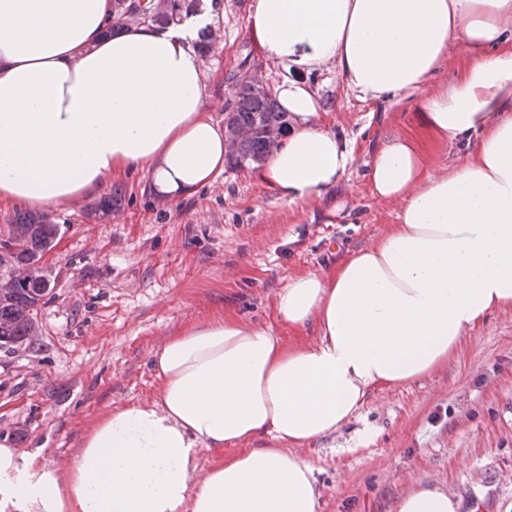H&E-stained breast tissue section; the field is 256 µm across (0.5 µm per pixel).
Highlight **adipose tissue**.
<instances>
[{
    "label": "adipose tissue",
    "instance_id": "ef3b65f1",
    "mask_svg": "<svg viewBox=\"0 0 512 512\" xmlns=\"http://www.w3.org/2000/svg\"><path fill=\"white\" fill-rule=\"evenodd\" d=\"M114 18L113 0H0V202L57 207L138 167L176 200L223 174L227 138L194 45L207 17ZM248 29L287 71L274 93L291 123L256 171L279 198L324 197L354 162L322 126L304 70L335 69L365 101H418L423 132L465 142L470 158L436 175L419 140L385 143L370 180L404 199L396 224L335 273L289 278L276 296L278 319L314 330L313 344L221 315L193 324L152 354L159 401L101 416L66 470L0 445V512H318L300 448L351 421L374 389L447 364L466 331L512 306V0H252ZM455 42L470 53L463 76L428 92ZM204 449L219 457L200 475ZM461 508L414 480L395 504Z\"/></svg>",
    "mask_w": 512,
    "mask_h": 512
}]
</instances>
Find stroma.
<instances>
[{
    "instance_id": "stroma-1",
    "label": "stroma",
    "mask_w": 512,
    "mask_h": 512,
    "mask_svg": "<svg viewBox=\"0 0 512 512\" xmlns=\"http://www.w3.org/2000/svg\"><path fill=\"white\" fill-rule=\"evenodd\" d=\"M251 0H221L202 66L209 107L223 120L241 68L275 87L283 68L253 45ZM324 128L346 139L354 163L332 196L288 203L254 175L225 167L213 183L171 202L147 169L113 176L122 191L104 221L77 199L49 215L57 245L45 265L55 288L38 307L32 345L0 350V440L66 469L82 436L108 411L160 395L153 352L188 325L221 313L271 328L284 343L315 336L283 325L277 293L290 277L331 274L374 245L403 202L378 197L368 173L393 136L418 135L415 105L364 102L334 70L311 73ZM316 468L319 512H394L406 481L439 482L488 512H512V308L491 312L448 363L411 384L374 390L357 419L301 451Z\"/></svg>"
}]
</instances>
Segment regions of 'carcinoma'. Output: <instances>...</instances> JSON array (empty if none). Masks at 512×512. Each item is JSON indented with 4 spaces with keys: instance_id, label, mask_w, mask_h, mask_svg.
Segmentation results:
<instances>
[{
    "instance_id": "1",
    "label": "carcinoma",
    "mask_w": 512,
    "mask_h": 512,
    "mask_svg": "<svg viewBox=\"0 0 512 512\" xmlns=\"http://www.w3.org/2000/svg\"><path fill=\"white\" fill-rule=\"evenodd\" d=\"M202 0H114L118 19L129 25L146 21L167 26L197 13ZM233 91L226 102L227 131L235 167L245 169L261 162L280 143L288 129L287 113L265 91L262 76L245 70L234 76ZM119 192L103 194L88 205L87 219L102 220L112 215ZM7 234L15 249L0 253V347L29 346L36 336L34 315L52 290L46 286L49 273L41 259L55 246L58 225L45 215L17 213Z\"/></svg>"
}]
</instances>
